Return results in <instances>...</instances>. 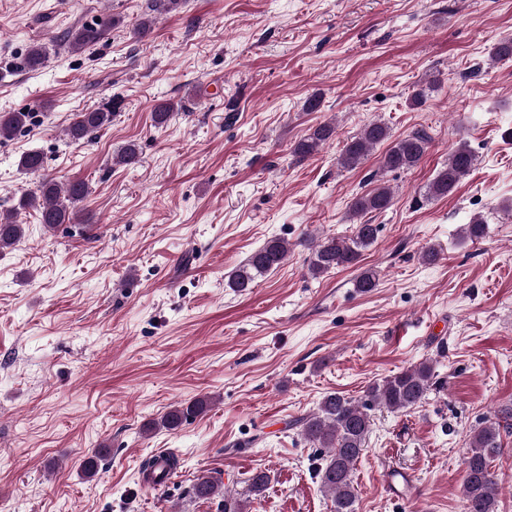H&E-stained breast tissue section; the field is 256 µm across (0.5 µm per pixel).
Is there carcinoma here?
Here are the masks:
<instances>
[{
  "mask_svg": "<svg viewBox=\"0 0 512 512\" xmlns=\"http://www.w3.org/2000/svg\"><path fill=\"white\" fill-rule=\"evenodd\" d=\"M184 0H149L133 35L145 37L151 32L154 14L178 11ZM107 27L101 23L84 24L65 32L63 39L73 51H83L98 44ZM489 55L494 60L512 59V39L501 40L491 47ZM47 61V48L43 43L29 47L22 60L23 68L36 70ZM120 103L114 99L102 101L97 106L80 112L66 129L67 138L80 142L92 134L112 125V118ZM171 102H160L152 111L154 126H167L174 112ZM30 119L25 111L0 115V140L14 136ZM336 137V125L329 122L318 124L294 147V153L309 157L318 153ZM390 137L388 126L381 121L366 124L359 134L352 137L340 156V165L354 169L378 144ZM429 137L423 131L414 132L397 140L383 157V168L388 171L410 170L417 167L425 157ZM141 150L135 141L125 142L119 149V163L131 166L140 162ZM476 156L470 145L459 142L448 154V162L437 172L427 186L431 198H443L452 194L472 171ZM21 168L28 174L39 175L37 190L24 192L16 204L0 210V253L15 246L24 237V225L18 220L21 211L33 209L39 221L53 230L77 220L76 208L89 193L88 184L82 180L64 185L44 174L45 161L41 152L29 151L20 159ZM393 203L391 190L380 185L366 194L353 199L348 208V217L355 220L370 212H383ZM379 225L359 222L353 225L348 237H326L316 244L309 261V271L317 277L338 268L357 265L363 252L377 241ZM486 233V224L476 217L462 228V240L475 241ZM288 256V245L281 238H272L256 249L229 278V287L244 292L253 287L262 275L278 268ZM378 285V274L372 269L363 270L355 281V287L369 293ZM437 386L432 364L421 362L379 383L369 386L363 397L356 399L338 392L323 396L318 411L297 421L300 435L307 442L326 451L324 464L318 475L322 487L331 495L333 512H356L357 492L352 481L354 466L364 451L371 426L370 411L376 407L390 411L410 409L425 399ZM207 401L198 398L186 405L170 409L158 422L169 430H176L184 423L202 414ZM512 429V405L495 411V420L471 432L469 452L465 459V474L461 483V494L466 512H498L499 478L491 470V459L502 453L501 431ZM221 493L220 486L208 474L197 476L192 485V494L198 499H211Z\"/></svg>",
  "mask_w": 512,
  "mask_h": 512,
  "instance_id": "carcinoma-1",
  "label": "carcinoma"
}]
</instances>
